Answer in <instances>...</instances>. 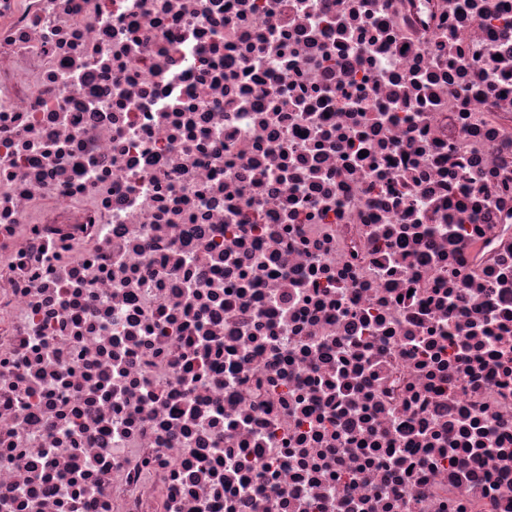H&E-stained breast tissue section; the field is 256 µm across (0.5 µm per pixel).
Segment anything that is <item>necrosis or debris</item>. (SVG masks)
Returning <instances> with one entry per match:
<instances>
[{
  "label": "necrosis or debris",
  "mask_w": 512,
  "mask_h": 512,
  "mask_svg": "<svg viewBox=\"0 0 512 512\" xmlns=\"http://www.w3.org/2000/svg\"><path fill=\"white\" fill-rule=\"evenodd\" d=\"M0 512H512V0H0Z\"/></svg>",
  "instance_id": "obj_1"
}]
</instances>
